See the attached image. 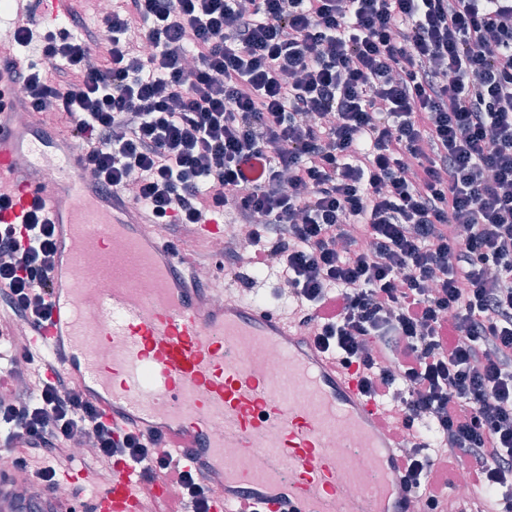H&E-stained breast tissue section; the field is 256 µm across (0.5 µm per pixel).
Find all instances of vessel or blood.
Listing matches in <instances>:
<instances>
[{"instance_id": "vessel-or-blood-1", "label": "vessel or blood", "mask_w": 512, "mask_h": 512, "mask_svg": "<svg viewBox=\"0 0 512 512\" xmlns=\"http://www.w3.org/2000/svg\"><path fill=\"white\" fill-rule=\"evenodd\" d=\"M24 96L0 69V192L12 196L0 223L37 201L54 226L51 319L29 328L46 372L72 375L116 430L156 436L203 470L211 512H404L398 430L355 370L303 340L276 307L233 293L213 306L192 259L139 205L85 179L70 136L44 134L14 111ZM48 152L63 178L41 175ZM89 253L98 260L83 265ZM271 347L282 363L269 371ZM219 421L224 433L212 436ZM113 471L84 508L46 492L16 503V475L2 468L0 512H177L165 476L148 482L122 463Z\"/></svg>"}]
</instances>
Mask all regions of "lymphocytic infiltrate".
Instances as JSON below:
<instances>
[{
    "mask_svg": "<svg viewBox=\"0 0 512 512\" xmlns=\"http://www.w3.org/2000/svg\"><path fill=\"white\" fill-rule=\"evenodd\" d=\"M39 27L28 0L9 61L27 109L64 120L86 175L155 224L189 232L231 210L253 250L220 267L280 268L297 322L390 402L410 434L402 487L444 512L443 470L512 500V0H121ZM111 37H99L101 28ZM0 225V314L47 321L53 226ZM80 434L91 472L173 474L209 512L201 472L116 435L69 375L0 392V447L57 490Z\"/></svg>",
    "mask_w": 512,
    "mask_h": 512,
    "instance_id": "lymphocytic-infiltrate-1",
    "label": "lymphocytic infiltrate"
}]
</instances>
